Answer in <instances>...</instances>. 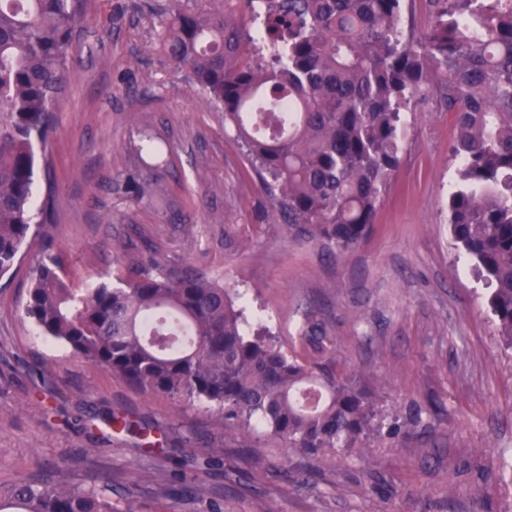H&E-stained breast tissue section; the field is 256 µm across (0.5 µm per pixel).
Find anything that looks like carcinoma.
<instances>
[{"label": "carcinoma", "mask_w": 512, "mask_h": 512, "mask_svg": "<svg viewBox=\"0 0 512 512\" xmlns=\"http://www.w3.org/2000/svg\"><path fill=\"white\" fill-rule=\"evenodd\" d=\"M247 2L282 48L272 59L223 10L175 13L164 47L224 110L288 229L331 257L353 251L373 232L400 164L402 107L452 114L451 235L512 344V0H425L432 24L422 39L402 30L403 0ZM82 20L80 0H0V278L43 234L24 313L47 339L145 392L218 409L244 440L261 427L310 454L355 448L375 413L353 376L285 352L208 271L143 254L83 288L67 278L48 246L51 209L35 200V146L46 141ZM300 338L313 358L334 348L308 312ZM105 422L144 436L126 417ZM0 512L118 509L109 482L59 477L0 487Z\"/></svg>", "instance_id": "1"}]
</instances>
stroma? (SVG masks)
I'll return each mask as SVG.
<instances>
[{"label": "stroma", "instance_id": "1", "mask_svg": "<svg viewBox=\"0 0 512 512\" xmlns=\"http://www.w3.org/2000/svg\"><path fill=\"white\" fill-rule=\"evenodd\" d=\"M226 3L251 23L245 0H84L51 164L35 172L37 199L53 198V249L78 284L112 270L124 243L205 268L287 351L311 312L336 340L323 364L373 395L376 429L352 454L311 456L260 430L244 447L216 409L75 357L22 314L38 240L0 279V483L106 477L118 512H512V345L448 225L452 116L402 111L404 149L375 230L330 258L289 235L223 111L159 38L173 9ZM146 131L163 151L143 161ZM416 408L420 424H406ZM110 412L149 440L107 429Z\"/></svg>", "mask_w": 512, "mask_h": 512}]
</instances>
